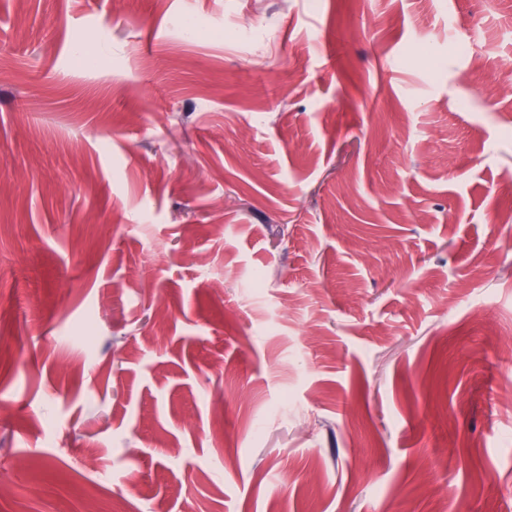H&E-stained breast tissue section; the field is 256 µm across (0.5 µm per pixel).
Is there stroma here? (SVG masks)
<instances>
[{
	"label": "stroma",
	"instance_id": "35a3bbf8",
	"mask_svg": "<svg viewBox=\"0 0 512 512\" xmlns=\"http://www.w3.org/2000/svg\"><path fill=\"white\" fill-rule=\"evenodd\" d=\"M481 10L0 0V512H512Z\"/></svg>",
	"mask_w": 512,
	"mask_h": 512
}]
</instances>
